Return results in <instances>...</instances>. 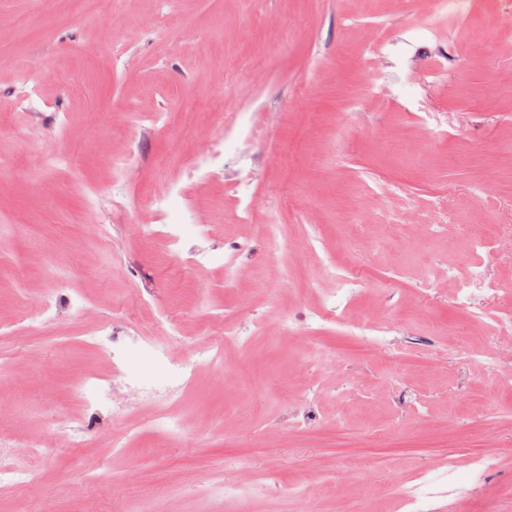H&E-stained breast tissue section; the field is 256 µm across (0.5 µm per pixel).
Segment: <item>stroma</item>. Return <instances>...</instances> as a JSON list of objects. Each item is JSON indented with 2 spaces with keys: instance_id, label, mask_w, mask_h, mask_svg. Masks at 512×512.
<instances>
[{
  "instance_id": "35a3bbf8",
  "label": "stroma",
  "mask_w": 512,
  "mask_h": 512,
  "mask_svg": "<svg viewBox=\"0 0 512 512\" xmlns=\"http://www.w3.org/2000/svg\"><path fill=\"white\" fill-rule=\"evenodd\" d=\"M59 0H0V56L33 61L32 114L5 109L17 78L0 68V437L19 448L52 437L76 409L69 385L104 371L81 338L113 308H126L137 335L162 339L163 323L197 333L210 315L276 318L298 303H316L306 286L322 256L335 255L336 227L358 220V238L375 276L349 307L348 321L388 309L382 281L399 278L408 305L423 281L432 290L419 314L441 326L444 346L484 344L466 312L452 303L449 265L467 239L497 224L512 225V0H107L111 29L149 20L129 40L99 47V27L58 20ZM27 13L46 25L25 33L7 18ZM203 125L255 122L259 137L230 140L224 158L248 154L255 220L264 222L283 199L310 207L308 224L289 222L285 237L319 242L316 254L286 251L287 276L267 266L266 243L236 262L235 284L222 269L183 266L162 241L138 234L146 224L183 223L192 242L223 250L242 233L233 193L223 181L170 192L163 158L205 149L203 139L174 141L184 109ZM135 112H161L164 124L130 125ZM131 140L134 156L112 199V154ZM399 215L402 228L385 224ZM411 224L448 231L416 242ZM65 260L69 300L57 317L35 312L56 286ZM276 289L279 303L266 302ZM359 372L358 388L339 392L341 376L321 353H298L290 338L259 336L226 344L228 362L244 366L251 386L214 382L200 362L181 412L177 436L152 429L112 452L117 437L144 415L131 409L110 436L90 440L80 458L84 479L69 472L72 454L42 459L29 482L0 488V512H40L53 498L59 512H222L213 485L237 479L242 459L266 470L264 484L235 512H270L290 480L318 506L338 493L369 494L375 512H397L395 487L355 473L336 483V434L359 428L381 442L400 434L425 454L402 463L403 478L454 452L459 476L472 454L506 445L484 432L487 416L512 423V388L452 360L431 370L411 365L386 373L378 361L347 347L340 328L326 331ZM336 388L318 412L323 427L302 435L284 429L311 379ZM414 392L437 421L421 433L397 414L392 395ZM251 423L224 432L225 409ZM112 476L99 479L102 466Z\"/></svg>"
}]
</instances>
